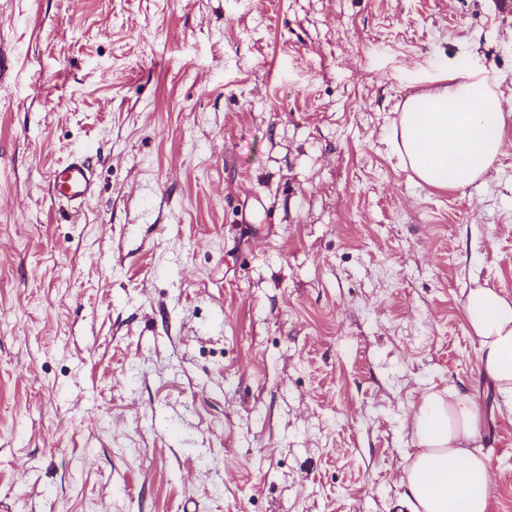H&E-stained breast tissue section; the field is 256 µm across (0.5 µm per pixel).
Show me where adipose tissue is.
<instances>
[{"label":"adipose tissue","mask_w":512,"mask_h":512,"mask_svg":"<svg viewBox=\"0 0 512 512\" xmlns=\"http://www.w3.org/2000/svg\"><path fill=\"white\" fill-rule=\"evenodd\" d=\"M438 81L407 98L394 143L421 182L459 190L503 154L512 113L481 69L454 64ZM466 319L480 342L482 372L499 393L512 396V300L490 288L471 290ZM479 420L469 394L423 396L410 418L418 450L402 470L408 512H491L490 465L475 447Z\"/></svg>","instance_id":"obj_1"}]
</instances>
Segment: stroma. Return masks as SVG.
I'll return each mask as SVG.
<instances>
[{
  "instance_id": "obj_1",
  "label": "stroma",
  "mask_w": 512,
  "mask_h": 512,
  "mask_svg": "<svg viewBox=\"0 0 512 512\" xmlns=\"http://www.w3.org/2000/svg\"><path fill=\"white\" fill-rule=\"evenodd\" d=\"M454 59L512 103V0H0V512H406L451 387L512 512V123L460 190L391 142ZM95 172L82 158H75L56 168L50 177V190L64 197L74 208H81L95 193ZM466 319L479 338L482 372L499 393L512 396V300L492 288H475L468 296Z\"/></svg>"
}]
</instances>
